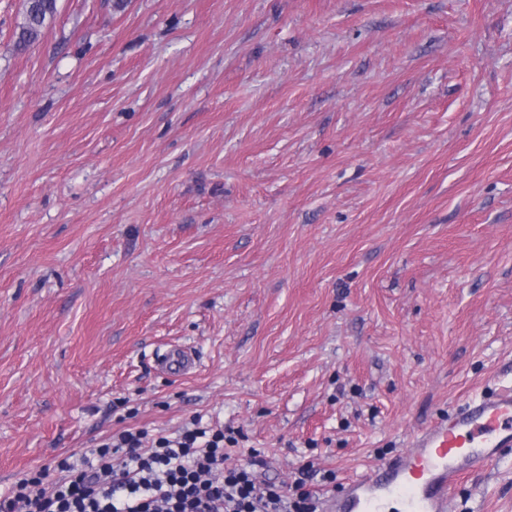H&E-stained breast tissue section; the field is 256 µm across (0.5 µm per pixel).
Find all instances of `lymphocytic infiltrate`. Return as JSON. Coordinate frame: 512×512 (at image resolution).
<instances>
[{"instance_id":"1","label":"lymphocytic infiltrate","mask_w":512,"mask_h":512,"mask_svg":"<svg viewBox=\"0 0 512 512\" xmlns=\"http://www.w3.org/2000/svg\"><path fill=\"white\" fill-rule=\"evenodd\" d=\"M145 437L141 429L112 435L97 448L96 463L81 469L61 461L69 477L49 493L45 472L21 478L0 494V512H316L305 477L296 478L292 494L256 483L259 454L249 466L225 467L224 431L196 425L149 447Z\"/></svg>"}]
</instances>
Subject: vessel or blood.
Returning <instances> with one entry per match:
<instances>
[{
	"mask_svg": "<svg viewBox=\"0 0 512 512\" xmlns=\"http://www.w3.org/2000/svg\"><path fill=\"white\" fill-rule=\"evenodd\" d=\"M193 357L175 349L163 354L162 369L188 370ZM512 447V385L502 386L449 409L446 417L417 432L409 453L350 480L343 494L325 500L322 512H451L463 476L486 469Z\"/></svg>",
	"mask_w": 512,
	"mask_h": 512,
	"instance_id": "obj_1",
	"label": "vessel or blood"
}]
</instances>
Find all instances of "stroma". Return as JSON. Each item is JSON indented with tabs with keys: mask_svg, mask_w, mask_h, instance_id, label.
<instances>
[{
	"mask_svg": "<svg viewBox=\"0 0 512 512\" xmlns=\"http://www.w3.org/2000/svg\"><path fill=\"white\" fill-rule=\"evenodd\" d=\"M22 22L0 0V493L197 418L329 497L512 383V0ZM453 508L512 512V454ZM160 362L162 369L170 373H181L192 367L194 359L187 351L175 349L163 354Z\"/></svg>",
	"mask_w": 512,
	"mask_h": 512,
	"instance_id": "1",
	"label": "stroma"
}]
</instances>
